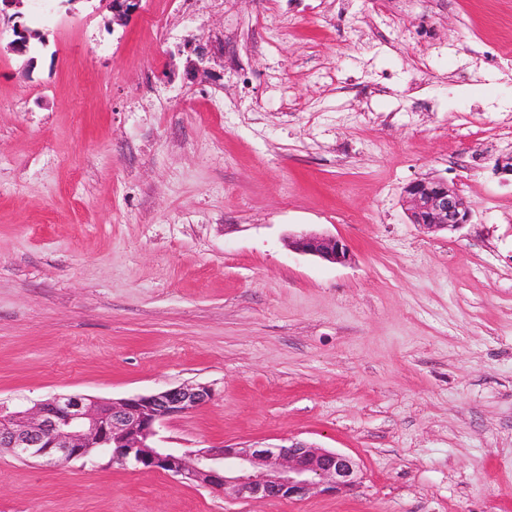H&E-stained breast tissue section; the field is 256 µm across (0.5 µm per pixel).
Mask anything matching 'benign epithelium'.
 <instances>
[{"mask_svg":"<svg viewBox=\"0 0 512 512\" xmlns=\"http://www.w3.org/2000/svg\"><path fill=\"white\" fill-rule=\"evenodd\" d=\"M142 0H111L113 22L124 25ZM24 0H0V21L11 23L6 49L27 51L29 33L19 19ZM411 223L426 232H452L470 223L471 205L445 179H417L403 189ZM299 254L334 264L350 259L339 238L302 232L288 237ZM213 390L205 384H181L150 394L118 400L57 393L28 409L0 408V447L19 458L57 465L106 455L112 463L162 472L182 481L239 499L264 502L339 495L360 483L359 466L346 454L301 440L275 446L222 445L182 451L156 444L158 429L174 416L209 403Z\"/></svg>","mask_w":512,"mask_h":512,"instance_id":"7a95c632","label":"benign epithelium"}]
</instances>
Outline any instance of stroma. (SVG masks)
Segmentation results:
<instances>
[{
	"mask_svg": "<svg viewBox=\"0 0 512 512\" xmlns=\"http://www.w3.org/2000/svg\"><path fill=\"white\" fill-rule=\"evenodd\" d=\"M34 0L0 53V404L183 383L166 448L296 438L353 491L243 501L0 449V512H512V0ZM430 38L418 48L416 29ZM209 55L193 78L186 59ZM443 178L469 224L403 189ZM344 240L347 263L288 247ZM407 215L426 232H452L469 224L471 205L445 179H417L403 189Z\"/></svg>",
	"mask_w": 512,
	"mask_h": 512,
	"instance_id": "1",
	"label": "stroma"
}]
</instances>
